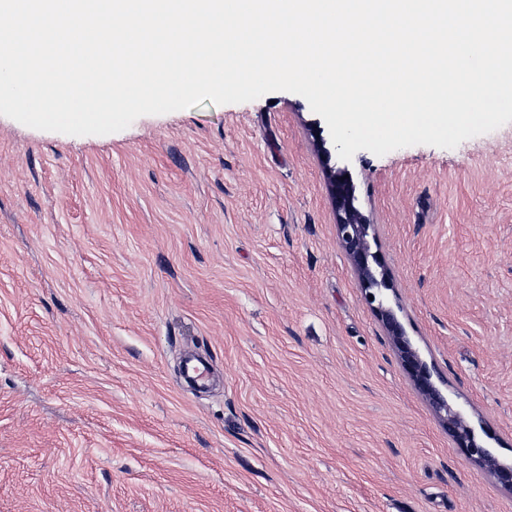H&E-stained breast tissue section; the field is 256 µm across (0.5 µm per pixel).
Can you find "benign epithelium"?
<instances>
[{
  "instance_id": "obj_1",
  "label": "benign epithelium",
  "mask_w": 512,
  "mask_h": 512,
  "mask_svg": "<svg viewBox=\"0 0 512 512\" xmlns=\"http://www.w3.org/2000/svg\"><path fill=\"white\" fill-rule=\"evenodd\" d=\"M347 174L345 167L331 171L330 192L336 208L337 236L361 282L364 301L382 322L414 387L443 421L458 446L492 473L499 483L512 490V467L500 463L490 449L477 443L464 409L450 403L434 385L430 369L412 348L395 312L385 302L384 291L391 288V283L386 270H374L380 261L371 251L369 225L355 205V187Z\"/></svg>"
}]
</instances>
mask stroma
Masks as SVG:
<instances>
[{
  "instance_id": "1",
  "label": "stroma",
  "mask_w": 512,
  "mask_h": 512,
  "mask_svg": "<svg viewBox=\"0 0 512 512\" xmlns=\"http://www.w3.org/2000/svg\"><path fill=\"white\" fill-rule=\"evenodd\" d=\"M318 119L285 91L108 135L0 116V512H512L362 299ZM347 164L388 304L512 465V122Z\"/></svg>"
}]
</instances>
